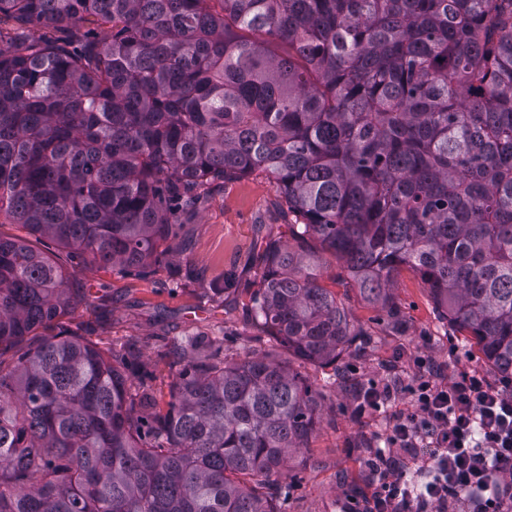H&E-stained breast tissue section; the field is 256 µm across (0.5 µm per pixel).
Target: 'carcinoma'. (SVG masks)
Returning <instances> with one entry per match:
<instances>
[{"mask_svg":"<svg viewBox=\"0 0 512 512\" xmlns=\"http://www.w3.org/2000/svg\"><path fill=\"white\" fill-rule=\"evenodd\" d=\"M9 21L0 224L134 274L166 263L171 202L264 172L297 222L259 257L267 335L334 365L366 338L319 253L397 324L407 268L512 386V0H0ZM88 300L0 235V512H281L267 481L316 430L308 379L189 336L149 414L139 353L60 327Z\"/></svg>","mask_w":512,"mask_h":512,"instance_id":"obj_1","label":"carcinoma"}]
</instances>
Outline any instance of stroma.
<instances>
[{
	"mask_svg": "<svg viewBox=\"0 0 512 512\" xmlns=\"http://www.w3.org/2000/svg\"><path fill=\"white\" fill-rule=\"evenodd\" d=\"M170 209L180 225L178 249L171 260L195 273L190 282L172 281L161 266L130 276L87 267L81 260L68 259L48 239L30 241L34 249L74 269L92 297L105 302L104 307H82L63 317L64 327L114 356L136 347L145 359L156 362L152 389L154 409L161 413L167 409L169 384L178 371L165 355L186 337L222 338L230 359L250 350L287 358L285 346L252 326L249 307L266 241H291L290 225L295 221L272 179L261 172L214 184L196 208L174 203ZM322 263L323 286L342 301L351 321L369 333L370 341L361 350L344 354L333 367L298 363V370L322 393L321 423L301 457L271 478L283 512H354L370 494L371 448L409 401L399 397L380 412L358 416L357 389L369 380L408 379L414 357L425 352L435 359L440 382H451L462 363L483 372L491 387L501 386L474 338L441 317L416 274L404 268L395 279L393 294L403 316L397 327L385 312L366 304L356 288L339 281L340 264L334 256L323 254ZM229 274L235 277V290L215 295L214 287Z\"/></svg>",
	"mask_w": 512,
	"mask_h": 512,
	"instance_id": "stroma-1",
	"label": "stroma"
}]
</instances>
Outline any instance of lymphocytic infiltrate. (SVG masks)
I'll return each instance as SVG.
<instances>
[{
  "label": "lymphocytic infiltrate",
  "mask_w": 512,
  "mask_h": 512,
  "mask_svg": "<svg viewBox=\"0 0 512 512\" xmlns=\"http://www.w3.org/2000/svg\"><path fill=\"white\" fill-rule=\"evenodd\" d=\"M411 379L374 381L356 395L357 414L408 395L413 409L395 416L377 449L369 512H448L468 496L473 512H506L512 503V394L477 370L439 383L427 355Z\"/></svg>",
  "instance_id": "1"
}]
</instances>
